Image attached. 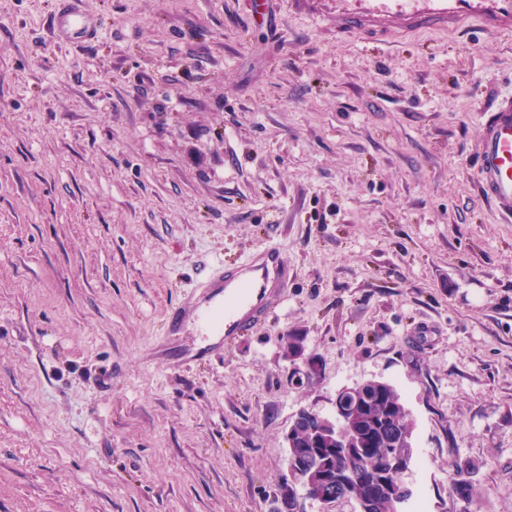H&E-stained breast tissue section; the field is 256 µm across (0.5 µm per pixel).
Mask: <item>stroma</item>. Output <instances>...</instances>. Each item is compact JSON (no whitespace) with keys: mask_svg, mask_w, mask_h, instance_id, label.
Listing matches in <instances>:
<instances>
[{"mask_svg":"<svg viewBox=\"0 0 512 512\" xmlns=\"http://www.w3.org/2000/svg\"><path fill=\"white\" fill-rule=\"evenodd\" d=\"M57 3L0 0V512H273L294 416L370 379L413 422L399 512H512V223L477 168L512 36L80 0L75 46ZM270 245L276 316L181 365L170 308ZM52 32L72 44H85L97 40L101 30L96 22L78 8L77 0H61ZM448 474L453 494L456 496L458 493L457 484H464L468 489L469 501H473L476 495L475 484L470 478L467 466L459 461L456 449L453 446L448 448Z\"/></svg>","mask_w":512,"mask_h":512,"instance_id":"35a3bbf8","label":"stroma"}]
</instances>
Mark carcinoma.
Segmentation results:
<instances>
[{
    "instance_id": "carcinoma-1",
    "label": "carcinoma",
    "mask_w": 512,
    "mask_h": 512,
    "mask_svg": "<svg viewBox=\"0 0 512 512\" xmlns=\"http://www.w3.org/2000/svg\"><path fill=\"white\" fill-rule=\"evenodd\" d=\"M342 417L326 420L320 432L295 417L289 438L288 458L293 460L292 478L282 488L281 497L293 507L302 490L315 492L331 486L355 503L371 499L369 512H398L412 492L399 493L398 477L390 473L395 454L413 459V423L401 394L390 383L369 381L351 391L337 392ZM448 474L453 493L464 484L468 498L476 487L466 465L454 447L448 448Z\"/></svg>"
}]
</instances>
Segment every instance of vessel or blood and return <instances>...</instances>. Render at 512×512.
<instances>
[{"mask_svg":"<svg viewBox=\"0 0 512 512\" xmlns=\"http://www.w3.org/2000/svg\"><path fill=\"white\" fill-rule=\"evenodd\" d=\"M292 10L321 23H335L340 35L367 36L452 31L469 22L489 35L512 33V0H289ZM52 31L72 44L97 40L101 30L78 7L77 0H61ZM479 157L481 193L498 214L512 221V94L500 97L481 123ZM288 279L280 251L264 248L241 265L206 277L212 296L204 308L177 307L167 324L168 335L194 320L214 337L213 354L235 342L252 327L273 316L278 303L274 289Z\"/></svg>","mask_w":512,"mask_h":512,"instance_id":"obj_1","label":"vessel or blood"}]
</instances>
